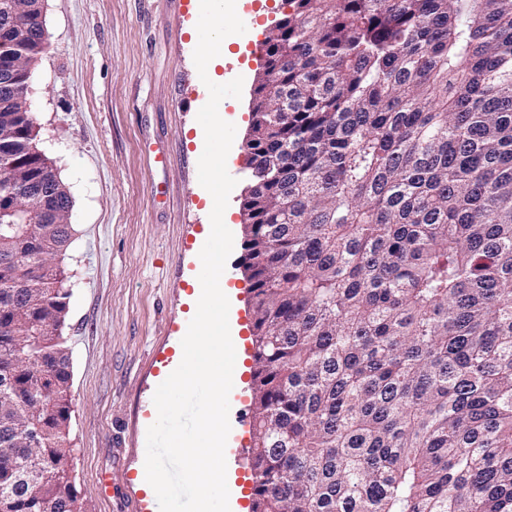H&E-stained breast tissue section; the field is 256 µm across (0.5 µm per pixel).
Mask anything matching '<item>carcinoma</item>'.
Returning a JSON list of instances; mask_svg holds the SVG:
<instances>
[{"mask_svg": "<svg viewBox=\"0 0 512 512\" xmlns=\"http://www.w3.org/2000/svg\"><path fill=\"white\" fill-rule=\"evenodd\" d=\"M245 142L250 512H512V0H283ZM16 83L46 49L28 23ZM0 104L11 190L56 176ZM0 260V485L11 512H85L74 487L66 253ZM25 287L19 288L17 284ZM42 323L29 333L27 324ZM39 420L47 441L15 440Z\"/></svg>", "mask_w": 512, "mask_h": 512, "instance_id": "carcinoma-1", "label": "carcinoma"}]
</instances>
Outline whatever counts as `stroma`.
<instances>
[{
	"mask_svg": "<svg viewBox=\"0 0 512 512\" xmlns=\"http://www.w3.org/2000/svg\"><path fill=\"white\" fill-rule=\"evenodd\" d=\"M246 26L216 75L243 77L241 98H224L236 127L227 170L237 181L224 213L234 236L224 278L237 300L233 341L240 377L231 413L250 403V322L241 205L244 143L255 52L281 15L275 0H236ZM200 0H44L49 47L34 66L39 147L73 200L75 236L62 264L73 291L65 332L72 348L74 486L88 512H159L137 479L153 395L192 319L186 287L198 278L210 211L198 181L204 131L196 120L209 93L193 61L190 30ZM249 433L230 431L225 453L249 512Z\"/></svg>",
	"mask_w": 512,
	"mask_h": 512,
	"instance_id": "1",
	"label": "stroma"
}]
</instances>
